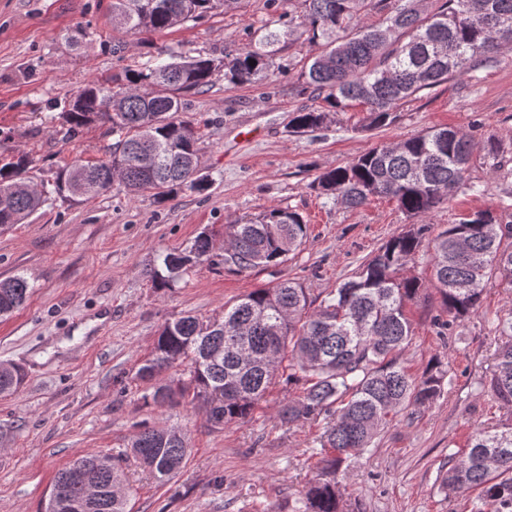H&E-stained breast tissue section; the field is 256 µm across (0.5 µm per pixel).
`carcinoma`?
<instances>
[{
  "label": "carcinoma",
  "instance_id": "obj_1",
  "mask_svg": "<svg viewBox=\"0 0 512 512\" xmlns=\"http://www.w3.org/2000/svg\"><path fill=\"white\" fill-rule=\"evenodd\" d=\"M303 25L313 42H321L304 72L306 83L334 110L351 102L366 107L369 125L391 124L400 103L424 89L474 72L495 62L503 44L512 43V0H444L436 10L422 0H301ZM225 0H112V20L132 33H162L196 21ZM374 7L384 14L376 26L362 23ZM287 33L270 30L263 40L236 49L224 58L171 55L170 60L131 70L125 82L91 81L62 113L67 131L93 121L111 125L118 136L109 157L95 163L68 165L54 191L85 199L119 184L132 195L152 191L169 198L182 187L200 188L198 130L176 119L184 96L210 85L216 72L232 83H250L273 66L272 47ZM332 113H294L290 128L312 132ZM483 163L501 165L498 147L451 127L382 145L345 166L320 174L317 186L351 209L375 197L394 200L406 214L425 220L458 189L480 193L467 178L475 152ZM28 159L18 157L0 167V227L20 224L46 201L45 192L24 190ZM308 226L299 214L270 208L225 226L224 267L240 273L280 263L300 247ZM421 224L392 236L354 276L312 310L307 289L283 280L257 288L224 309V317L202 321L194 315L167 322L151 357L139 369L141 380H156L155 403L173 396L161 377L179 361L188 372L187 388L217 427L244 422L277 377L305 378L302 395L280 409L284 422H324L315 477L294 501L292 512H349L336 480L353 456L369 450L388 417L410 406L424 407L441 395L447 377L444 358L434 356L419 377L411 376L399 355L413 336L407 303L424 290L439 294L442 306L457 320L475 313L483 284L492 277L512 283V224L490 211H478L448 225L433 240V276L425 285L399 276L419 252ZM210 234L198 235L180 252L163 257L153 271L157 288H170L192 267L213 261ZM31 287L22 276L0 280V317L19 309ZM507 340L495 354L488 391L512 407V318L499 322ZM26 375L15 365L0 368V396L16 393ZM129 448L138 463L160 483L171 480L188 453L175 428L145 427ZM122 455L88 454L60 469L53 485L67 487L72 500L86 498L84 485L97 493L83 512H129ZM448 493L478 491L474 512H512V419L492 430L472 434L462 455L441 480Z\"/></svg>",
  "mask_w": 512,
  "mask_h": 512
}]
</instances>
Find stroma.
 <instances>
[{
    "label": "stroma",
    "mask_w": 512,
    "mask_h": 512,
    "mask_svg": "<svg viewBox=\"0 0 512 512\" xmlns=\"http://www.w3.org/2000/svg\"><path fill=\"white\" fill-rule=\"evenodd\" d=\"M299 10L300 0H228L198 21L134 37L113 29L110 0H0V165L26 155L31 183L51 189L68 163L105 158L116 141L98 121L67 135L61 114L85 84L123 78L172 52L222 58ZM317 52L297 29L280 44L274 71L244 85L219 75L187 95L181 118L201 133L205 188L167 200L119 186L88 200L51 190L37 213L0 229V279L21 275L32 286L28 301L0 318V363L27 372L15 394L0 397V512H45L59 469L89 453L118 454L146 427L178 428L189 451L164 484L127 462L131 512H291L314 475L323 431L280 420L281 401L299 396L301 384H276L250 421L221 428L191 397L144 402L149 386L136 373L164 324L186 314L221 318L226 305L280 280L322 301L408 230L413 219L394 201L350 209L315 183L377 146L442 126L495 139L500 168L476 157L468 173L485 192H454L427 218L424 239L468 214L499 212L512 169V45L477 78L457 76L411 97L391 125L368 127L364 107L353 105L321 130L293 134L295 112L324 105L303 76ZM271 207L308 226L285 262L244 273L205 263L173 288L154 287L150 271L161 255L205 230L222 245L225 225ZM408 310L414 335L401 362L417 376L443 356L452 383L429 407L397 413L369 451L348 461L341 492L350 512H471V496L448 494L440 477L472 433L512 420L484 388L501 341L497 324L512 316V284L485 282L478 312L454 322L432 290Z\"/></svg>",
    "instance_id": "obj_1"
}]
</instances>
